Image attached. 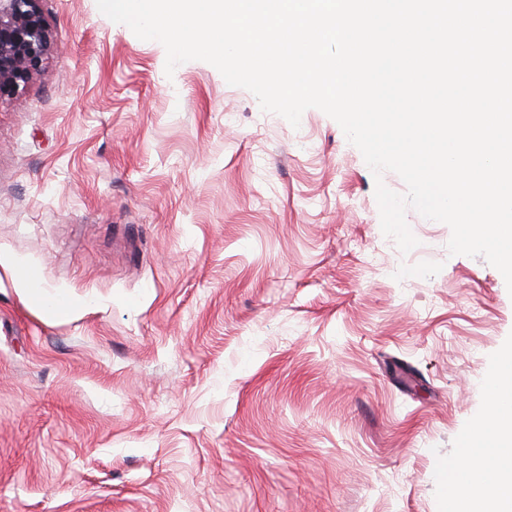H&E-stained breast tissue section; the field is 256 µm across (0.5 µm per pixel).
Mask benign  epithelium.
Masks as SVG:
<instances>
[{
    "mask_svg": "<svg viewBox=\"0 0 512 512\" xmlns=\"http://www.w3.org/2000/svg\"><path fill=\"white\" fill-rule=\"evenodd\" d=\"M50 45L40 0H0V103L41 67Z\"/></svg>",
    "mask_w": 512,
    "mask_h": 512,
    "instance_id": "7a95c632",
    "label": "benign epithelium"
}]
</instances>
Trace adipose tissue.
I'll list each match as a JSON object with an SVG mask.
<instances>
[{
	"label": "adipose tissue",
	"mask_w": 512,
	"mask_h": 512,
	"mask_svg": "<svg viewBox=\"0 0 512 512\" xmlns=\"http://www.w3.org/2000/svg\"><path fill=\"white\" fill-rule=\"evenodd\" d=\"M0 266L11 271L20 290L48 317L80 308V301L44 293L36 272L20 262L0 255ZM489 389L488 410L448 462L452 479L445 491L450 512H483L486 502L497 505L500 512H512V352L501 357ZM490 469L497 472L496 481L487 480Z\"/></svg>",
	"instance_id": "adipose-tissue-1"
}]
</instances>
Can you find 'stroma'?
<instances>
[{"mask_svg": "<svg viewBox=\"0 0 512 512\" xmlns=\"http://www.w3.org/2000/svg\"><path fill=\"white\" fill-rule=\"evenodd\" d=\"M0 102V512H448L443 468L512 350V293L448 225L386 237L323 111L299 127L96 0H41ZM0 266L7 267L20 290L31 300L33 299L41 311L48 317L56 318L64 312L87 306L83 300H70L59 295H47L41 290L40 282L33 269L24 267L20 262L0 255Z\"/></svg>", "mask_w": 512, "mask_h": 512, "instance_id": "35a3bbf8", "label": "stroma"}]
</instances>
